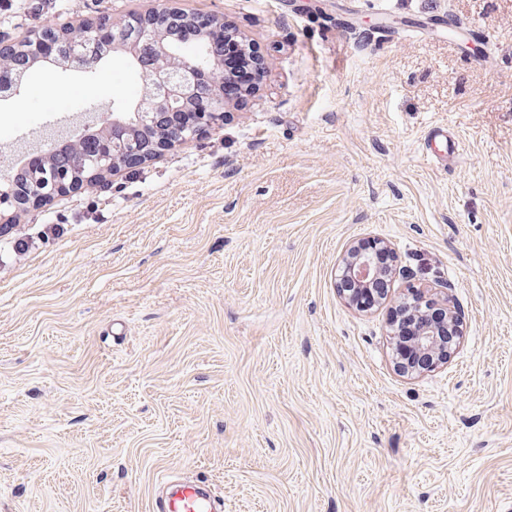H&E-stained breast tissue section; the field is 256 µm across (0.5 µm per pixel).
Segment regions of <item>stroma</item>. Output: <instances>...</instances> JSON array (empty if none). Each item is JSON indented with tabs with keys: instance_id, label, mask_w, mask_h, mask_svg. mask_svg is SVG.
Wrapping results in <instances>:
<instances>
[{
	"instance_id": "stroma-1",
	"label": "stroma",
	"mask_w": 512,
	"mask_h": 512,
	"mask_svg": "<svg viewBox=\"0 0 512 512\" xmlns=\"http://www.w3.org/2000/svg\"><path fill=\"white\" fill-rule=\"evenodd\" d=\"M161 7L231 24L263 79L0 237V512H151L167 469L224 512H512V0H15L0 39ZM448 14L489 42L459 54ZM139 80L115 57L28 98L72 101L66 142ZM362 239L395 257L369 310L336 278ZM420 283L461 333L411 376L388 315ZM423 153L427 160L444 167H453L462 153V141L447 127L438 126L430 129L424 138Z\"/></svg>"
}]
</instances>
